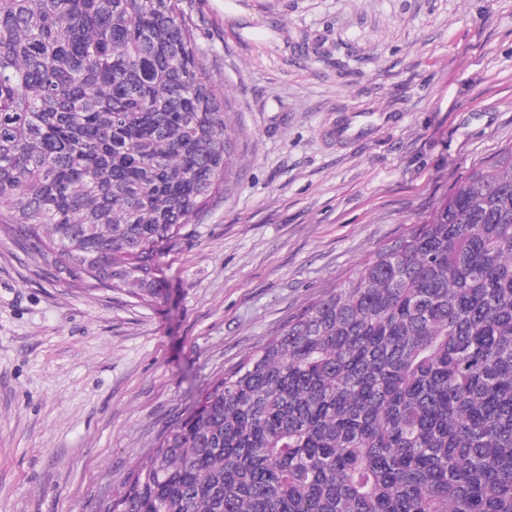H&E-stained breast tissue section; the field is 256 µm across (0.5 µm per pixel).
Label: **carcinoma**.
Instances as JSON below:
<instances>
[{"mask_svg":"<svg viewBox=\"0 0 512 512\" xmlns=\"http://www.w3.org/2000/svg\"><path fill=\"white\" fill-rule=\"evenodd\" d=\"M193 0H0V232L162 293L230 109ZM104 512H512V147L197 395Z\"/></svg>","mask_w":512,"mask_h":512,"instance_id":"carcinoma-1","label":"carcinoma"}]
</instances>
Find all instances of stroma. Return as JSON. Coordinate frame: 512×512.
Returning a JSON list of instances; mask_svg holds the SVG:
<instances>
[{"instance_id":"obj_1","label":"stroma","mask_w":512,"mask_h":512,"mask_svg":"<svg viewBox=\"0 0 512 512\" xmlns=\"http://www.w3.org/2000/svg\"><path fill=\"white\" fill-rule=\"evenodd\" d=\"M195 9L235 152L162 294L86 289L0 236V512H100L199 390L512 146V0Z\"/></svg>"}]
</instances>
